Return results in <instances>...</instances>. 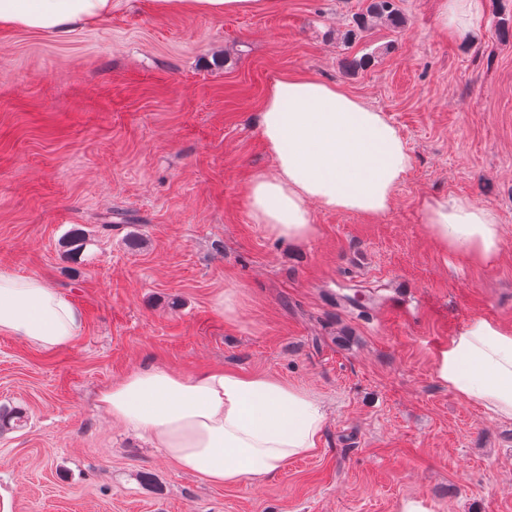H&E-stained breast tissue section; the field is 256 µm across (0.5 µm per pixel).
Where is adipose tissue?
Wrapping results in <instances>:
<instances>
[{
  "mask_svg": "<svg viewBox=\"0 0 512 512\" xmlns=\"http://www.w3.org/2000/svg\"><path fill=\"white\" fill-rule=\"evenodd\" d=\"M114 0H0V27L57 37L111 15ZM254 0H150L158 13L213 17L249 11ZM485 0H442L438 23L468 40ZM273 167L255 173L245 198L255 223L291 242L319 231L313 208L378 218L390 209L410 154L395 126L343 87L305 74L274 78L260 110ZM435 241L468 260L493 263L502 228L491 206L433 198L423 204ZM80 309L34 275L0 268V335L46 352L71 346ZM438 380L461 400L512 420V326L471 320L435 356ZM100 409L164 450L183 471L215 486L253 484L313 454L326 410L302 386L268 374L214 369L184 376L160 367L132 371L103 389Z\"/></svg>",
  "mask_w": 512,
  "mask_h": 512,
  "instance_id": "1",
  "label": "adipose tissue"
}]
</instances>
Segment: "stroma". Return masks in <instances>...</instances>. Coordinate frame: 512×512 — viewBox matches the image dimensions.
I'll list each match as a JSON object with an SVG mask.
<instances>
[{
  "instance_id": "obj_1",
  "label": "stroma",
  "mask_w": 512,
  "mask_h": 512,
  "mask_svg": "<svg viewBox=\"0 0 512 512\" xmlns=\"http://www.w3.org/2000/svg\"><path fill=\"white\" fill-rule=\"evenodd\" d=\"M115 0L66 38L0 28V267L83 312L66 349L0 335V512H512V420L459 399L434 358L476 317L512 325V0H486L471 43L441 0L347 30L366 0H255L220 18ZM362 60L352 70L351 60ZM343 86L411 156L380 218L314 210L291 243L251 219L273 164L257 124L271 80ZM432 198L492 206L490 266L442 248ZM238 293L235 318L218 300ZM266 373L327 407L314 455L216 487L98 407L141 366Z\"/></svg>"
}]
</instances>
